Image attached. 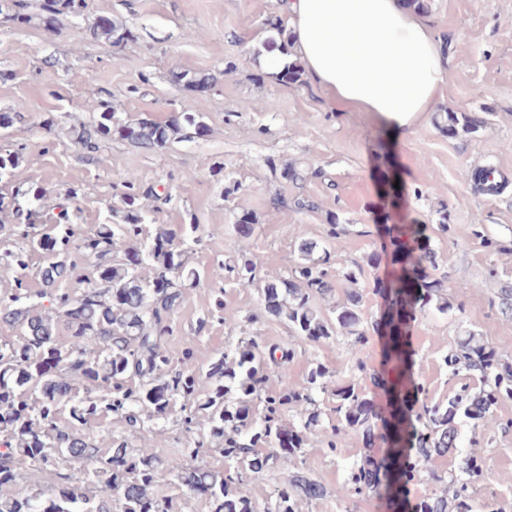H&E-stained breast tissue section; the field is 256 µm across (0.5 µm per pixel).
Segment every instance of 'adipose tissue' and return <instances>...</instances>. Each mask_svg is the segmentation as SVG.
I'll return each instance as SVG.
<instances>
[{
  "mask_svg": "<svg viewBox=\"0 0 512 512\" xmlns=\"http://www.w3.org/2000/svg\"><path fill=\"white\" fill-rule=\"evenodd\" d=\"M292 53L272 52L264 75L300 61L335 104L374 113L399 136L413 133L448 81V53L430 23L403 0H279Z\"/></svg>",
  "mask_w": 512,
  "mask_h": 512,
  "instance_id": "adipose-tissue-1",
  "label": "adipose tissue"
}]
</instances>
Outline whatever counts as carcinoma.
Listing matches in <instances>:
<instances>
[{"instance_id": "obj_1", "label": "carcinoma", "mask_w": 512, "mask_h": 512, "mask_svg": "<svg viewBox=\"0 0 512 512\" xmlns=\"http://www.w3.org/2000/svg\"><path fill=\"white\" fill-rule=\"evenodd\" d=\"M27 7V0H0V14L13 16L19 24L31 20ZM80 7L78 0H43L44 25L52 28L59 16L77 15ZM91 30L109 42L131 37L110 18L93 21ZM173 79L191 89L213 84L204 73L176 72ZM93 109V121L74 130L75 143L88 153L114 133L135 147L155 149L206 129L199 116L187 111L156 122L130 120L107 99L97 101ZM482 124L465 112H449L438 127L456 136ZM20 163V152L0 148V178L12 175ZM492 174L491 169L482 181L474 182L476 192L486 199L507 186L505 181L489 180ZM124 188L120 224H103L94 233L83 234L63 211L53 232L40 234L35 228L38 212L30 209L27 224L11 228L8 237L0 239L1 274L26 270L30 251L47 254L38 271V291L31 292L18 277L15 287L0 293V322L20 330L18 341L0 343V434L5 437L0 486L15 483L23 470L55 472V482L46 491L0 497V512H112L114 500L120 512H146L149 503L168 512L153 491L163 468L189 493L206 495L211 512H300L302 502L320 499L327 490L298 472L263 507L243 487L254 473L293 466L306 434L322 430L315 393L326 389V370L318 365L304 386H290L277 349H263L252 340L224 350L202 373L196 366V341L208 326L204 318L193 335L184 338L178 358H171L164 347L165 338L173 334L170 317L183 302L186 285L201 280L200 273L187 266L183 249L184 236L196 232L197 225L183 228L181 237L166 224H155L143 235L136 178L129 176ZM381 231L386 244L367 258L366 265L374 268L384 256L390 267L387 279L377 281L384 308L372 322L383 340L382 365L372 378L385 389L388 402L379 408L352 381L336 387L332 396L338 424L331 426L326 445L330 453L341 455L342 431L347 428L360 431L368 445L382 441L383 456L348 467L336 494L381 489L393 512H402L409 484L435 472L457 448V424L469 421L475 430L484 427L499 402L512 398V366L501 363L488 337L466 331L458 336L445 364L454 375L464 371L478 376L479 389L464 384L445 402L420 398L423 388L415 380L410 330L417 313L431 303L443 312L450 305L440 300L442 282L422 276L423 265L435 260L425 225L401 224L388 215ZM346 232L336 214H328V241H337ZM297 250L299 262L291 277L264 282L265 312L311 342L349 336L352 346L364 344L363 294L357 288L363 266L355 264L357 271L347 273L348 285L342 286L330 273L329 249L302 238ZM84 257L93 259L91 277L82 273ZM145 268L150 275L142 274ZM226 278L252 285L254 264L249 259L224 261L209 272L214 282ZM73 281L82 284L80 292L64 287ZM338 291L343 298L332 315L318 314L314 298ZM44 299L49 306L43 305ZM61 336L66 341H60ZM272 377L280 389L265 398L257 415L253 398ZM203 390L205 401L194 404ZM179 399L188 440L174 458L136 452L123 436L110 437L103 450L89 431L90 418L102 412L149 432L151 424L168 418ZM289 408L300 414L297 430L282 424ZM209 437L222 441L224 468L184 466L185 460L202 454ZM465 473L468 479L450 478L448 489L423 497L412 505V512H475L469 487L482 473L481 460L468 457Z\"/></svg>"}]
</instances>
